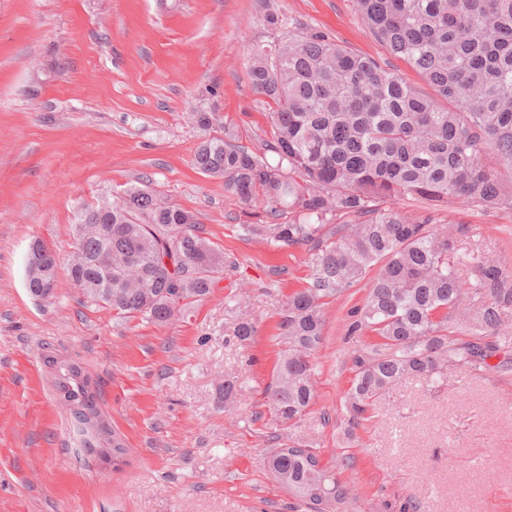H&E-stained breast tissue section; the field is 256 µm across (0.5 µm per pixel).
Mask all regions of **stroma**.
I'll list each match as a JSON object with an SVG mask.
<instances>
[{
    "label": "stroma",
    "instance_id": "1",
    "mask_svg": "<svg viewBox=\"0 0 512 512\" xmlns=\"http://www.w3.org/2000/svg\"><path fill=\"white\" fill-rule=\"evenodd\" d=\"M284 13L430 87L370 35L354 0H0V512H295L267 466L295 441L319 449L353 512H512V369L452 373L434 391L401 381L346 434L343 406L362 344L349 338L366 284L324 307L316 397L281 425L265 398L280 354L278 309L304 288L303 247L242 232L249 208L193 164L213 112L260 151L272 129L247 79L254 47ZM149 185L193 212L224 256L203 299L163 324L86 301L68 278L48 302L24 282L32 238L68 257L80 209ZM397 208L457 229L456 249L512 269V208ZM256 327L233 334L239 311ZM78 365L126 452H86L57 385ZM236 382L230 404L215 389Z\"/></svg>",
    "mask_w": 512,
    "mask_h": 512
}]
</instances>
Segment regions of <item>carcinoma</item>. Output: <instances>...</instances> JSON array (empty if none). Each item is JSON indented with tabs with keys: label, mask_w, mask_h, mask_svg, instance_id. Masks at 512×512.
Returning <instances> with one entry per match:
<instances>
[{
	"label": "carcinoma",
	"mask_w": 512,
	"mask_h": 512,
	"mask_svg": "<svg viewBox=\"0 0 512 512\" xmlns=\"http://www.w3.org/2000/svg\"><path fill=\"white\" fill-rule=\"evenodd\" d=\"M372 36L391 56L418 70L434 94L411 86L375 58L327 33L270 13L277 38L252 52L247 76L265 99L273 131L264 152L237 135L204 140L194 155L200 173L224 179L245 205L287 224H244L250 235L307 249L309 282L282 305V349L265 398L283 424L300 418L315 397V354L323 343L324 305L375 272L350 334L375 337L354 351L355 376L345 396L349 429L372 418L373 406L403 379L435 387L451 372L489 368L492 341L512 309V271L473 259L465 279L454 240L386 199L417 197L432 206L458 200L482 208L512 207L507 184L488 158L512 173V0H355ZM337 216L352 224L326 225ZM80 220L103 232L75 239L83 265L68 277L87 299L117 314L163 324L170 307L210 293L223 271L221 251L197 233V216L145 185L119 202L85 207ZM468 332L450 337V329ZM245 315L233 334L250 342ZM64 397L84 424L96 413L77 386L79 366H56ZM319 451L276 448L268 467L306 512H349V487Z\"/></svg>",
	"instance_id": "obj_1"
}]
</instances>
